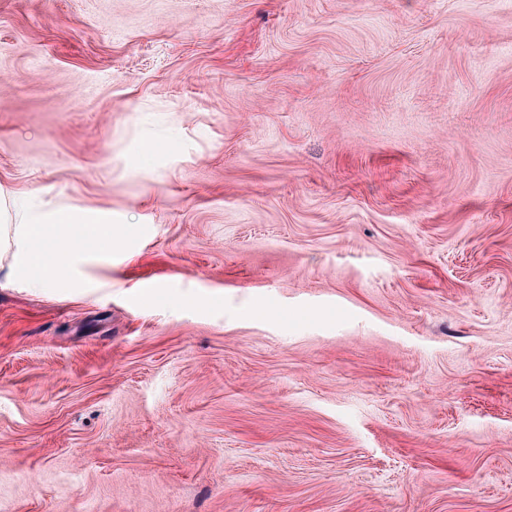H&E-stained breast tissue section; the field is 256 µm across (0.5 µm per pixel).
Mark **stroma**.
<instances>
[{"label": "stroma", "instance_id": "obj_1", "mask_svg": "<svg viewBox=\"0 0 512 512\" xmlns=\"http://www.w3.org/2000/svg\"><path fill=\"white\" fill-rule=\"evenodd\" d=\"M0 187V512H512V0H0ZM0 258L6 278L41 292L67 293L81 283V262L112 256L124 232L102 211L81 210L61 202H27L0 189Z\"/></svg>", "mask_w": 512, "mask_h": 512}]
</instances>
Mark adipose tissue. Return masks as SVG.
<instances>
[{
  "mask_svg": "<svg viewBox=\"0 0 512 512\" xmlns=\"http://www.w3.org/2000/svg\"><path fill=\"white\" fill-rule=\"evenodd\" d=\"M122 235L104 212L52 201L32 205L26 196L0 190V255L9 282L68 292L80 284L81 262L109 259Z\"/></svg>",
  "mask_w": 512,
  "mask_h": 512,
  "instance_id": "adipose-tissue-1",
  "label": "adipose tissue"
}]
</instances>
